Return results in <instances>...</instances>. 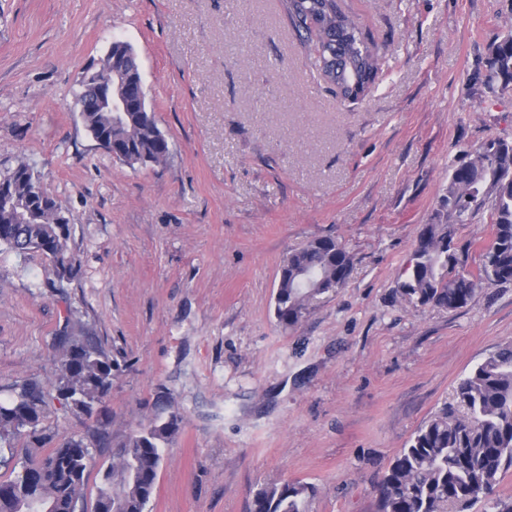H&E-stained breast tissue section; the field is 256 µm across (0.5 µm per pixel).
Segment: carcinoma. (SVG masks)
Returning <instances> with one entry per match:
<instances>
[{
    "label": "carcinoma",
    "instance_id": "cac0c4a2",
    "mask_svg": "<svg viewBox=\"0 0 512 512\" xmlns=\"http://www.w3.org/2000/svg\"><path fill=\"white\" fill-rule=\"evenodd\" d=\"M340 0H282L298 32L314 42L319 75L343 97L352 85L366 92L374 81L378 59L362 31L342 11ZM473 80L498 96L512 89V27L487 46ZM131 76L128 112L88 111L92 83L107 80L108 67ZM76 106L96 140H112L116 159L130 167L159 165L171 144L146 102L138 58L127 42L114 38L104 57L83 73ZM7 193L0 194V245L25 254L37 252L51 264L57 287L79 279L80 257L71 218L43 188L34 167L24 161L5 171ZM444 222L426 225L428 242L414 250L403 297L421 305L456 310L476 292L512 281V143L490 139L455 166L441 200ZM490 210L494 234L477 272L467 269V256L450 247L455 227L474 214ZM353 257L332 237L310 240L284 256L274 300V316L285 327L296 326L312 301L336 291L348 280ZM120 364L82 328L67 326L56 345L55 391L69 409L90 417L111 390ZM43 382L34 376L11 385L0 400V445L25 439L31 451L13 464L12 477L0 480V512H76L84 500L85 477L93 465L91 449L106 439L103 429L55 443L43 426L48 410ZM176 411L155 416L132 430L104 472L94 512H145L153 497L163 448L178 434ZM512 468V344L477 364L454 388V403L421 425L400 449L380 486L379 512H471L481 491H493ZM308 486L285 481L260 488L251 512H304Z\"/></svg>",
    "mask_w": 512,
    "mask_h": 512
}]
</instances>
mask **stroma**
<instances>
[{
    "label": "stroma",
    "mask_w": 512,
    "mask_h": 512,
    "mask_svg": "<svg viewBox=\"0 0 512 512\" xmlns=\"http://www.w3.org/2000/svg\"><path fill=\"white\" fill-rule=\"evenodd\" d=\"M379 70L355 100L321 81L281 0H0V171L31 163L71 214L80 278L0 246V387L55 379L66 321L122 370L79 416L50 399L57 439L99 426L83 508L118 446L167 391L183 418L147 512H250L258 488L310 486L305 512H377L378 489L458 380L512 343V281L463 308L401 296L437 223L448 168L512 142V93L469 77L512 0H343ZM136 52L172 154L132 168L75 107L112 38ZM330 236L347 282L301 322L274 316L280 263Z\"/></svg>",
    "instance_id": "1"
}]
</instances>
